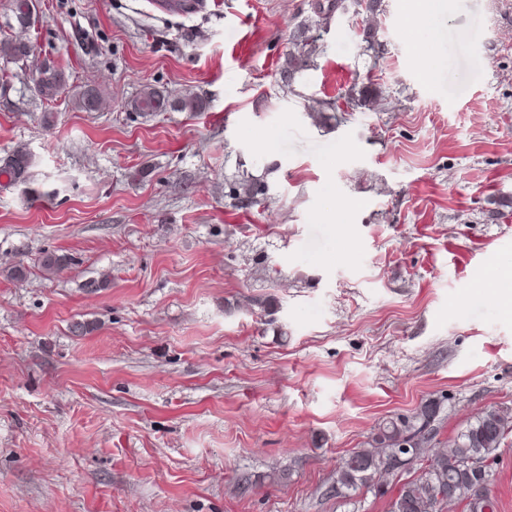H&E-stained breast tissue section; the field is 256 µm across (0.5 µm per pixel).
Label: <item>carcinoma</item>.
I'll use <instances>...</instances> for the list:
<instances>
[{
    "mask_svg": "<svg viewBox=\"0 0 512 512\" xmlns=\"http://www.w3.org/2000/svg\"><path fill=\"white\" fill-rule=\"evenodd\" d=\"M307 44L288 58V76L303 69L309 51ZM32 53L28 42L13 36L0 37V58L22 62ZM65 84L63 75L50 70L41 73L36 87L44 97L54 96ZM75 102L83 111L94 112L101 106L100 92L77 93ZM178 107L188 112H200L205 103L198 97L171 101L166 91L147 87L131 103L135 112H163ZM35 165V155L19 147L0 161V176L10 185L29 182ZM439 405L434 401L422 404L413 414L385 420L367 442V446L351 451L336 470L333 488L336 496L347 498L361 489L375 490L383 479L419 467L417 478L400 484L389 504V512H441L453 486L451 502L463 512H497V501L491 495L478 499L471 494L475 466L491 468L506 435L512 431V417L497 408L479 411L466 427L448 439L441 448L426 456L425 444L433 431Z\"/></svg>",
    "mask_w": 512,
    "mask_h": 512,
    "instance_id": "obj_1",
    "label": "carcinoma"
}]
</instances>
